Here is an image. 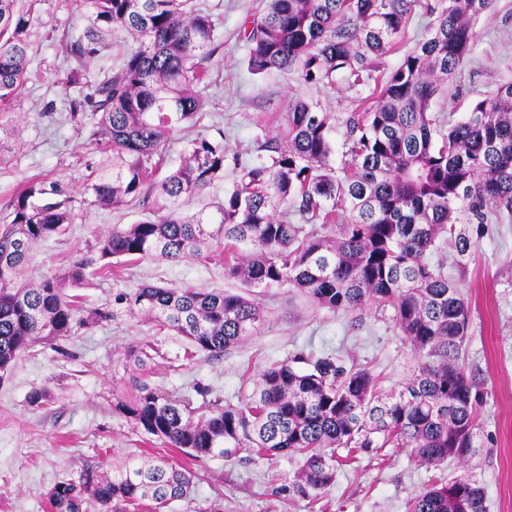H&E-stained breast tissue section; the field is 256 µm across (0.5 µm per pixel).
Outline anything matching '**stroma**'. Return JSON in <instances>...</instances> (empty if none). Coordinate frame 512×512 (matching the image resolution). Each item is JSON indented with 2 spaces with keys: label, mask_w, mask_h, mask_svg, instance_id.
Listing matches in <instances>:
<instances>
[{
  "label": "stroma",
  "mask_w": 512,
  "mask_h": 512,
  "mask_svg": "<svg viewBox=\"0 0 512 512\" xmlns=\"http://www.w3.org/2000/svg\"><path fill=\"white\" fill-rule=\"evenodd\" d=\"M196 4L211 14L221 47L207 64L205 113L166 144L164 167H176L188 142L199 136L223 137L227 160L223 180L182 200L186 215L223 201L236 176L234 157L257 156L260 144L283 129L289 99L302 97L339 116L363 111L372 92L368 86L351 89L343 83L307 87L295 73L280 70L252 74L244 28L263 9L264 0ZM31 15L28 79L11 104L0 109V218L18 186L31 179L61 182L74 212L66 235L37 247L23 271L32 283L67 270L112 228L152 217L154 199L143 194L116 209L92 206L86 186L100 156L87 152V133L67 120L68 98L92 93L93 82L122 66L132 45L129 35L113 32L87 65L88 86L69 89L61 78L76 64L68 44L90 23L85 0H35ZM474 31L469 58L432 104L437 115L462 119L498 83L512 79V0H495ZM430 261L458 284L470 310L465 370L480 395L479 447L466 462L428 466L404 448L365 449L338 468L323 498L327 508L321 511L288 489L296 459H252L242 453L195 461L137 429L116 409L117 399L134 390L132 351L147 341L158 350L150 385L192 397L197 404L205 398L237 401L264 369L296 355H331L343 366L368 368L387 392L412 373L416 357L392 311H334L314 305L293 288H262L256 298L268 313L267 324L218 359L186 360L182 337L157 332L152 322L125 314L78 330L58 347L38 344L22 354L0 384V512H48L51 488L77 478L85 465L108 467L147 457L195 474L190 496L172 502L165 512H406L407 501L418 492L464 471L484 487L487 512H512V221L486 225L465 259L445 246L431 253ZM146 283L249 293L239 281L225 277L217 246L205 258H144L117 266L112 275L91 269L76 293L91 309L108 303L113 289L132 290ZM198 385L208 388V396L196 395ZM35 390L47 391L45 403H29Z\"/></svg>",
  "instance_id": "obj_1"
}]
</instances>
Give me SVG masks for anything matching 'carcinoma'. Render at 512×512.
Instances as JSON below:
<instances>
[{"mask_svg":"<svg viewBox=\"0 0 512 512\" xmlns=\"http://www.w3.org/2000/svg\"><path fill=\"white\" fill-rule=\"evenodd\" d=\"M493 3L266 0L247 34L248 69L292 71L308 86L372 80L415 9L429 21L365 111L337 119L305 99L291 100L284 134L261 145L267 155L235 158L237 180L215 221L203 211L183 216L178 206L224 176V139L192 140L180 165L161 179L149 167L203 115L205 62L221 47L211 15L194 0H87L92 21L71 45L78 65L66 73L67 87H84V63L113 30L135 40L124 64L97 81L95 97L69 100L68 121L79 130L86 111L99 114L88 145L106 159L87 186L91 204L119 207L150 181L154 217L114 229L64 273L33 287L21 276L34 246L64 234L74 214L60 182H23L0 221V380L32 345H54L119 313L146 316L185 337L189 360L224 356L260 332L267 315L259 303L224 290L144 284L133 292L115 289L110 307L84 309L66 292L89 269L112 271L115 258L178 261L222 242L224 275L247 288L287 286L332 310L392 308L416 366L386 394L366 368L296 356L264 370L236 405L204 400L195 407L139 383L136 395L117 402L134 425L194 460L243 451L299 456L292 488L312 502L336 480V449L371 448L376 434L428 465L468 460L476 452L480 401L462 361L469 308L427 255L443 237L463 258L485 225L512 220V81L498 84L459 121L440 119L432 103L470 54L474 24ZM31 21L17 0H0L1 104L26 82ZM338 123L348 145L339 165ZM280 207L321 229L278 219ZM241 243L251 249L240 251ZM192 481V472L175 464L123 461L110 472L90 465L78 479L55 484L48 508L84 512L94 501L103 512H163L188 495ZM408 512H486L485 490L463 472L413 497Z\"/></svg>","mask_w":512,"mask_h":512,"instance_id":"cac0c4a2","label":"carcinoma"}]
</instances>
